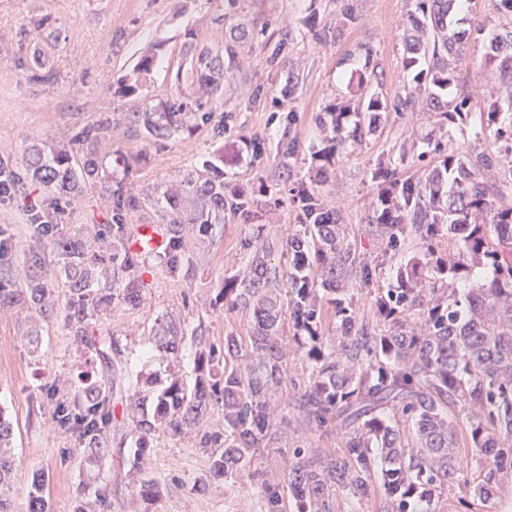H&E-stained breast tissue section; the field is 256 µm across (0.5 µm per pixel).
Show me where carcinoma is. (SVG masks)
I'll return each mask as SVG.
<instances>
[{
    "label": "carcinoma",
    "instance_id": "carcinoma-1",
    "mask_svg": "<svg viewBox=\"0 0 512 512\" xmlns=\"http://www.w3.org/2000/svg\"><path fill=\"white\" fill-rule=\"evenodd\" d=\"M463 0H417L404 36L403 67L413 70L414 87L400 105L411 107L424 95L433 111L454 122L482 111L472 84L459 82L457 63L466 55L469 34L457 28L452 15ZM505 23L492 34L484 63L497 66L503 102L486 112L494 136L512 141V0H499ZM185 66L175 77L177 97L126 114L130 126L165 142L192 121L205 120L224 100L222 52L198 47L185 34ZM152 55L138 61L136 79L128 90L141 87L139 76L153 67ZM388 111L379 92L363 94L324 107L319 122L329 124L326 161L342 154L344 121L351 119L363 133L373 131ZM110 120L80 129L73 141L86 152L81 167L63 149L50 157L35 149L28 171L46 190L69 189L77 173L95 177L105 166L96 153ZM440 163L416 179L397 169L379 167V208L372 225L385 250L398 252L414 243L418 254L400 265L395 282L370 292V306L383 328L367 332L358 326V294L373 285V271L361 264L344 225L325 209L321 194L326 169L315 173L301 197L314 218L290 241L294 294L291 311L298 347L311 371L301 393L303 418L324 426L332 420L350 429L343 457L297 461L283 469L277 483H265L269 512H280L277 489L288 485L297 512H332L336 490L352 498L369 494L378 481L387 512H447L444 496L456 487L461 496L455 512H486L498 491L512 478V205L493 198L483 171L499 164L487 155L473 158L447 150L428 138ZM165 236L168 248L161 262L172 277L188 271L183 248L186 226L214 238L224 230V174L206 164L180 179V188L164 192ZM448 239V258L435 256L433 242ZM44 239L64 271L69 288L63 310L52 298L43 266H27L25 275L0 268V305L28 304L46 320L61 318L74 341L97 345L89 335L93 322L115 304L136 308L144 283L138 268L142 255L125 245L121 230L105 224L93 241L51 227ZM265 243L245 269L224 281L219 300L250 316V350L230 334L224 346H210L195 355L196 383L186 389L176 373L156 389L147 388L134 402L132 418L138 454L149 449V437L159 428L174 432L196 427L212 410H224V431L205 436L211 458L210 477L228 478L250 464L257 451L276 440L273 396L280 387L288 353L283 338L277 266ZM329 303L340 335L329 343L320 328L323 303ZM181 324L161 317L151 328L159 356L178 359ZM112 367L124 352L112 338L96 349ZM112 382L80 374L70 405L61 404L56 421L71 428L91 461L110 453ZM467 413L470 453L457 451L454 412ZM12 426L0 413V512H12L10 490L14 456ZM477 465L478 480L468 472ZM47 479L33 476L26 512H49Z\"/></svg>",
    "mask_w": 512,
    "mask_h": 512
}]
</instances>
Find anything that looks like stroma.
Segmentation results:
<instances>
[{
	"mask_svg": "<svg viewBox=\"0 0 512 512\" xmlns=\"http://www.w3.org/2000/svg\"><path fill=\"white\" fill-rule=\"evenodd\" d=\"M416 0H238L234 14L224 0H0V157L9 160L21 180L10 200L0 202V227L11 237L9 260L15 274L27 262L54 258L35 234L25 211L27 198L45 202V222L70 233L94 234L98 225L120 223L125 237L141 224H159V206L144 200L155 187L174 183L203 163L224 172L227 188L242 191L243 212H226L222 236L210 239L186 230L188 276L167 274L155 257L141 268V305L113 306L93 325L97 339L118 338L125 354L106 369L94 352L78 348L62 321L45 320L22 306H0V413L13 424L15 465L11 498L24 512L34 472L48 478L50 512H75L95 488L109 495L107 512H268L264 482L283 470L286 461L317 455L343 456L347 432L338 425L311 426L299 416L300 384L308 367L301 352L290 349L279 393L276 447L265 450L249 469L227 479H210L205 433L216 430L221 410H213L200 427L182 432L158 430L150 448L138 454L126 409L147 378L166 379L175 371L186 386L195 383L196 351L221 345L227 335L248 337L249 318L215 297L226 279L251 260L264 240L275 250L270 262L290 275V240L304 216L294 202L298 188L313 179L315 153L322 148L318 116L325 105L360 94L359 78L386 98L385 120L362 141L347 138L345 151L329 166L322 202L346 224L362 261L377 267L379 285L393 282L402 257L385 255L370 231L378 203L375 173L380 164L414 177L437 165L426 140L436 134L464 155L500 154L505 140L496 139L478 115L443 124L438 113L419 104L398 111L396 104L412 81L402 61L403 30ZM351 20H344V11ZM471 33L469 57L460 73L481 84L487 102L499 96L493 68L483 66L484 44L503 24L496 0H472L461 13ZM41 23L32 30L31 20ZM266 30L265 38L238 40L239 20ZM193 31L198 46L221 50L236 44V55L224 68V105L208 120L192 124L158 145L133 132L125 115L166 98L178 67L184 64V34ZM153 51L155 66L138 93L124 94L121 81L144 51ZM44 68H36L34 57ZM52 80H42L43 70ZM111 115L112 126L98 145L106 174L76 195L45 193L26 174L32 146L49 148L69 140L79 128ZM258 141L262 159L242 161L235 143ZM287 156L289 183L278 177V158ZM141 197L136 210L116 208L117 195ZM180 321L183 355L173 368L149 358L146 334L157 317ZM37 332L38 345L28 334ZM113 378L112 441L109 456L89 463L88 451L61 430L54 414L72 402L82 371ZM139 465L154 480L159 497L142 500L128 471Z\"/></svg>",
	"mask_w": 512,
	"mask_h": 512,
	"instance_id": "stroma-1",
	"label": "stroma"
}]
</instances>
